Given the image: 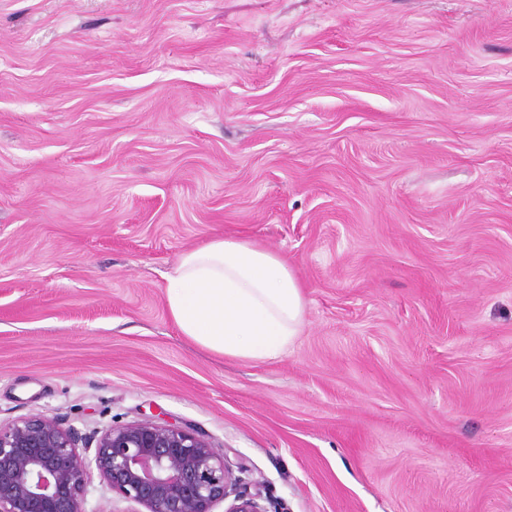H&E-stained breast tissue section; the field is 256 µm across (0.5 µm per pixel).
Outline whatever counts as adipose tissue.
Returning a JSON list of instances; mask_svg holds the SVG:
<instances>
[{
	"label": "adipose tissue",
	"mask_w": 512,
	"mask_h": 512,
	"mask_svg": "<svg viewBox=\"0 0 512 512\" xmlns=\"http://www.w3.org/2000/svg\"><path fill=\"white\" fill-rule=\"evenodd\" d=\"M165 302L182 335L246 362L279 358L305 325L303 288L287 259L243 240L215 238L185 252Z\"/></svg>",
	"instance_id": "adipose-tissue-1"
}]
</instances>
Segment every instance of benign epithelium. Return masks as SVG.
<instances>
[{"instance_id": "7a95c632", "label": "benign epithelium", "mask_w": 512, "mask_h": 512, "mask_svg": "<svg viewBox=\"0 0 512 512\" xmlns=\"http://www.w3.org/2000/svg\"><path fill=\"white\" fill-rule=\"evenodd\" d=\"M95 446H90V443ZM123 512H267L226 454L168 422L141 420L82 438L39 416L0 425V512H87L92 473Z\"/></svg>"}]
</instances>
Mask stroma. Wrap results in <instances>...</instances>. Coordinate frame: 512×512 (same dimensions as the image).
<instances>
[{
	"label": "stroma",
	"instance_id": "1",
	"mask_svg": "<svg viewBox=\"0 0 512 512\" xmlns=\"http://www.w3.org/2000/svg\"><path fill=\"white\" fill-rule=\"evenodd\" d=\"M306 325L164 299L214 238ZM162 419L268 512H512V0H0V422ZM183 336L246 362L286 353L305 325L302 285L288 260L260 245L215 238L185 252L165 288Z\"/></svg>",
	"mask_w": 512,
	"mask_h": 512
}]
</instances>
